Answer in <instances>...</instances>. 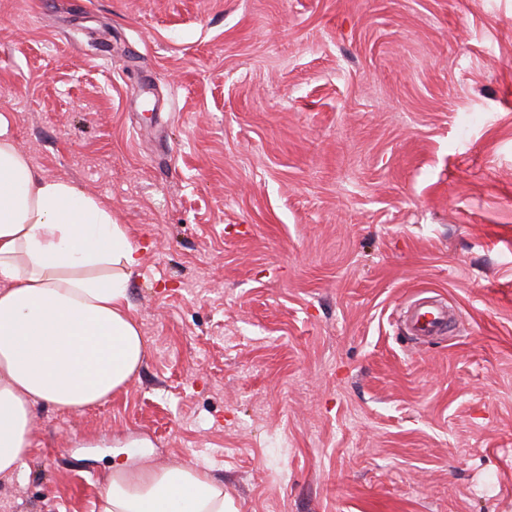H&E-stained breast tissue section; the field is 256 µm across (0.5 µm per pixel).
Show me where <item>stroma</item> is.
Listing matches in <instances>:
<instances>
[{
  "instance_id": "1",
  "label": "stroma",
  "mask_w": 512,
  "mask_h": 512,
  "mask_svg": "<svg viewBox=\"0 0 512 512\" xmlns=\"http://www.w3.org/2000/svg\"><path fill=\"white\" fill-rule=\"evenodd\" d=\"M0 114L139 246L146 344L36 408L0 512L144 460L236 512H512V0H0ZM448 327V311L442 304L423 300L411 320L415 335L439 336Z\"/></svg>"
}]
</instances>
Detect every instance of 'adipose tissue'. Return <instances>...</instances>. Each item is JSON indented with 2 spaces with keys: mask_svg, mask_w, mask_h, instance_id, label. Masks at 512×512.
Returning <instances> with one entry per match:
<instances>
[{
  "mask_svg": "<svg viewBox=\"0 0 512 512\" xmlns=\"http://www.w3.org/2000/svg\"><path fill=\"white\" fill-rule=\"evenodd\" d=\"M140 253L111 209L45 177L0 114V476L24 479L38 405H98L124 390L145 353L129 312ZM199 468L112 471L97 512H232Z\"/></svg>",
  "mask_w": 512,
  "mask_h": 512,
  "instance_id": "adipose-tissue-1",
  "label": "adipose tissue"
}]
</instances>
